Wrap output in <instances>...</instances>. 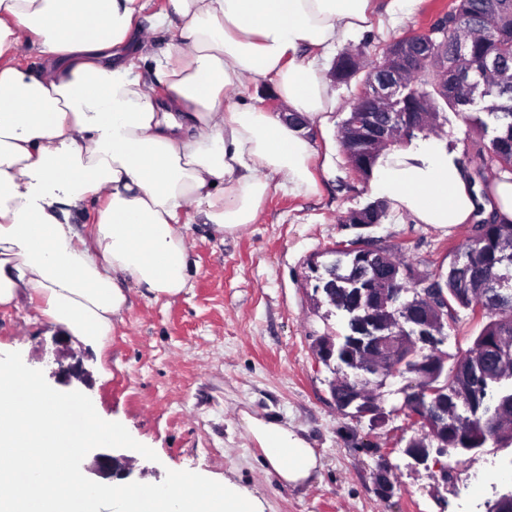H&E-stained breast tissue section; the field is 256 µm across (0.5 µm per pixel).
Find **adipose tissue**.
I'll return each instance as SVG.
<instances>
[{"mask_svg":"<svg viewBox=\"0 0 512 512\" xmlns=\"http://www.w3.org/2000/svg\"><path fill=\"white\" fill-rule=\"evenodd\" d=\"M370 0H169L179 40L140 63L133 34L148 0H0V308L24 299L76 344L101 353L128 303L119 277L154 297L188 286L185 221L216 233L255 223L271 189L315 190L311 142L291 121H324L334 98L308 48L369 22ZM36 46L37 69L15 63ZM272 83L286 113L225 108L224 91ZM164 86V101L152 83ZM372 187L419 224H466L475 203L453 156L398 149ZM101 197L92 229L75 218ZM287 485L318 467L280 424L249 418Z\"/></svg>","mask_w":512,"mask_h":512,"instance_id":"obj_1","label":"adipose tissue"}]
</instances>
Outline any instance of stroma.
<instances>
[{"mask_svg": "<svg viewBox=\"0 0 512 512\" xmlns=\"http://www.w3.org/2000/svg\"><path fill=\"white\" fill-rule=\"evenodd\" d=\"M452 2L373 0L366 32L304 57L324 75L341 48L374 58L391 41L426 30ZM359 89L356 78L335 86L326 125L306 129L317 192L271 190L257 221L231 234L191 215L189 288L157 299L120 277L129 302L101 354L60 344V328L39 319L33 303L0 309V353L20 352L52 388L88 395L101 418L120 422L155 451L150 461L116 449L130 481L158 483L170 469L227 479L260 512H486L489 502L512 490V447L452 449L440 464H416L405 452L415 432L404 419L374 427L342 415L330 394L331 370L315 363L314 338L347 334L348 317L314 303L306 262L355 237L349 215L377 199L370 182L351 171L338 140ZM492 102L479 96L468 118L449 114L437 145L462 146L477 137ZM365 234L401 246L420 272L431 273L447 266L449 248L460 246L471 227L419 224L390 209ZM76 362L81 377H59L60 367ZM249 415L288 427L315 449L319 463L307 483L280 482L245 421ZM383 459L393 484L387 500L377 480ZM443 464L452 471L446 482Z\"/></svg>", "mask_w": 512, "mask_h": 512, "instance_id": "stroma-1", "label": "stroma"}]
</instances>
